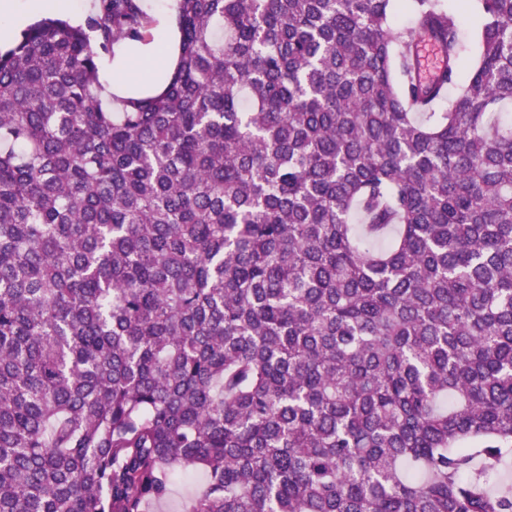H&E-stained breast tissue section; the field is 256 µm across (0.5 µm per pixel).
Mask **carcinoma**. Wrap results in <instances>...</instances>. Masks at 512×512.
<instances>
[{"mask_svg": "<svg viewBox=\"0 0 512 512\" xmlns=\"http://www.w3.org/2000/svg\"><path fill=\"white\" fill-rule=\"evenodd\" d=\"M97 2L0 51V512H512V0H175L117 112ZM204 482V475L194 474L189 478H178L170 487L169 496L161 502L153 504L152 512H184L185 502Z\"/></svg>", "mask_w": 512, "mask_h": 512, "instance_id": "cac0c4a2", "label": "carcinoma"}]
</instances>
